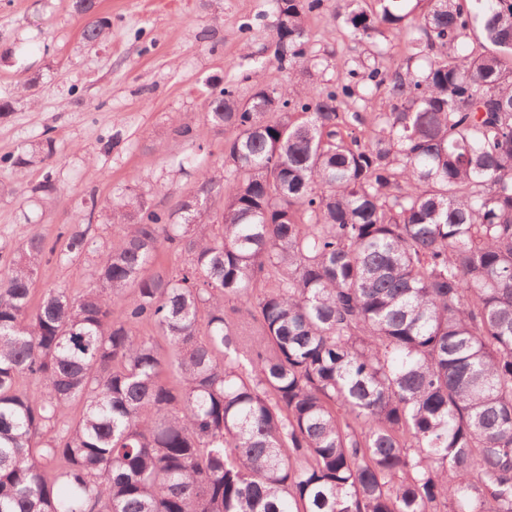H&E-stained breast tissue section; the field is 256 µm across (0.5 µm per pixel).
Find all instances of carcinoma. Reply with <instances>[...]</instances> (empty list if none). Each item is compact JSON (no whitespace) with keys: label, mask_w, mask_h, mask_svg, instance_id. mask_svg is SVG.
<instances>
[{"label":"carcinoma","mask_w":512,"mask_h":512,"mask_svg":"<svg viewBox=\"0 0 512 512\" xmlns=\"http://www.w3.org/2000/svg\"><path fill=\"white\" fill-rule=\"evenodd\" d=\"M323 2L275 0L277 71L319 67ZM75 10L83 42L112 34L97 0ZM334 17L408 55L320 89L256 74L279 111L210 87L228 194L207 170L173 211L130 188L0 276V512H512V0ZM376 93L388 111L343 109ZM57 154L45 137L0 164L59 196ZM163 245L181 265L148 272ZM57 253L96 255L93 288L33 309Z\"/></svg>","instance_id":"carcinoma-1"}]
</instances>
